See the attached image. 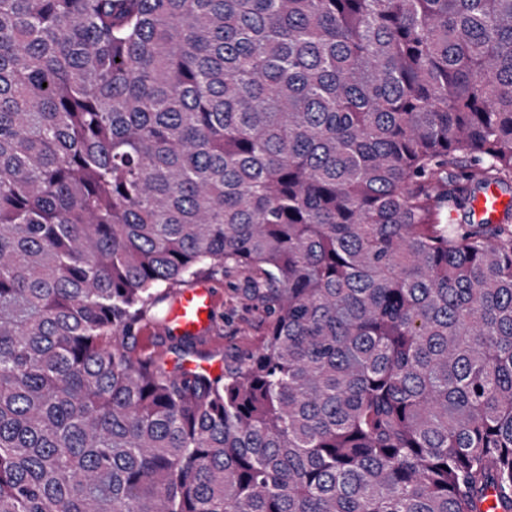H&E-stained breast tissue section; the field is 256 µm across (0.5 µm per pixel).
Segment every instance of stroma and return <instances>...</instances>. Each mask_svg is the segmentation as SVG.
Wrapping results in <instances>:
<instances>
[{
  "instance_id": "obj_1",
  "label": "stroma",
  "mask_w": 512,
  "mask_h": 512,
  "mask_svg": "<svg viewBox=\"0 0 512 512\" xmlns=\"http://www.w3.org/2000/svg\"><path fill=\"white\" fill-rule=\"evenodd\" d=\"M244 281V273L234 269L203 277V284L216 292L217 306L213 329L198 336L194 353L176 351L174 340L167 337L161 326L145 321L127 341L131 354L175 374L190 363L210 367L216 374L234 365L240 357L261 346L265 333L259 314L241 298Z\"/></svg>"
}]
</instances>
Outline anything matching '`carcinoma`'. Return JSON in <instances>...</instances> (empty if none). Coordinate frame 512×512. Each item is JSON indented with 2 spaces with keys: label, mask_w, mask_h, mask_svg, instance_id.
<instances>
[{
  "label": "carcinoma",
  "mask_w": 512,
  "mask_h": 512,
  "mask_svg": "<svg viewBox=\"0 0 512 512\" xmlns=\"http://www.w3.org/2000/svg\"><path fill=\"white\" fill-rule=\"evenodd\" d=\"M490 184L512 0H0V512H512ZM230 265L256 352L131 355ZM508 200L496 186L478 192L471 204V217L477 222L496 224L501 219Z\"/></svg>",
  "instance_id": "1"
}]
</instances>
